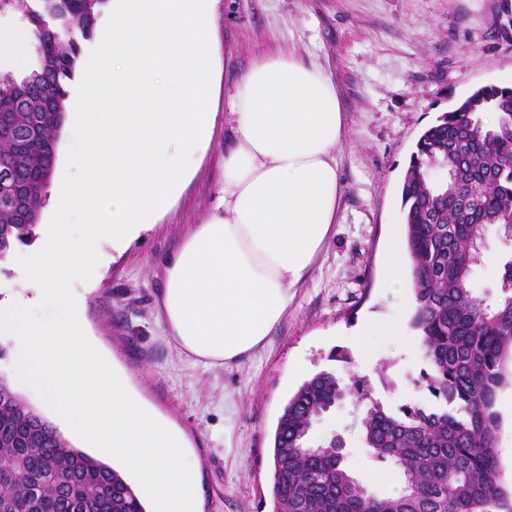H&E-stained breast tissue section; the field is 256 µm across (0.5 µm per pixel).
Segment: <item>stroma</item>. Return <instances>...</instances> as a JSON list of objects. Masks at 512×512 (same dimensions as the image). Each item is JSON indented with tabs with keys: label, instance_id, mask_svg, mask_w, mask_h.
Here are the masks:
<instances>
[{
	"label": "stroma",
	"instance_id": "stroma-1",
	"mask_svg": "<svg viewBox=\"0 0 512 512\" xmlns=\"http://www.w3.org/2000/svg\"><path fill=\"white\" fill-rule=\"evenodd\" d=\"M215 61L232 90L259 56L289 49L322 65L344 110L336 222L264 345L242 362L205 367L167 335L160 306L166 263L219 203L224 127L172 207L121 250L103 247L76 285L90 339L128 378L130 394L182 436L198 467V512H272L273 440L289 398L315 373L361 385L385 408L427 403L415 380L420 339L376 337L372 373L334 360L356 355L364 319L400 316L384 286V256L405 245L400 187L423 130L474 89L512 87V0H219ZM354 398L315 424L312 443L342 439L352 473L386 474L372 492H399L396 466L373 461Z\"/></svg>",
	"mask_w": 512,
	"mask_h": 512
}]
</instances>
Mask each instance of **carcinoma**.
I'll use <instances>...</instances> for the list:
<instances>
[{
	"mask_svg": "<svg viewBox=\"0 0 512 512\" xmlns=\"http://www.w3.org/2000/svg\"><path fill=\"white\" fill-rule=\"evenodd\" d=\"M108 0H0L34 32V56L0 77V263L36 239L38 212L68 114L67 90L82 41ZM500 114L498 125L482 121ZM463 154L470 176L439 188L432 160ZM468 201L463 209L457 200ZM414 313L426 368L418 386L434 404L392 411L372 404L364 441L400 470L395 496L369 492L343 466L340 444L308 443L316 420L347 396L336 375L304 381L278 420L273 512H512L501 482L494 405L512 359V258L503 261L493 305L472 295L473 265L493 226L512 224V88L475 89L419 136L401 188ZM23 400L0 380V512H146L110 465L71 446L54 426L20 414Z\"/></svg>",
	"mask_w": 512,
	"mask_h": 512,
	"instance_id": "obj_1",
	"label": "carcinoma"
}]
</instances>
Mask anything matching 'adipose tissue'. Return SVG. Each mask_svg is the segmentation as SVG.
Returning a JSON list of instances; mask_svg holds the SVG:
<instances>
[{
  "label": "adipose tissue",
  "instance_id": "adipose-tissue-1",
  "mask_svg": "<svg viewBox=\"0 0 512 512\" xmlns=\"http://www.w3.org/2000/svg\"><path fill=\"white\" fill-rule=\"evenodd\" d=\"M33 41L0 24V70ZM343 131L336 87L320 65L262 56L224 99V210L197 225L170 261L162 296L172 339L206 366L261 347L311 268L340 193Z\"/></svg>",
  "mask_w": 512,
  "mask_h": 512
}]
</instances>
